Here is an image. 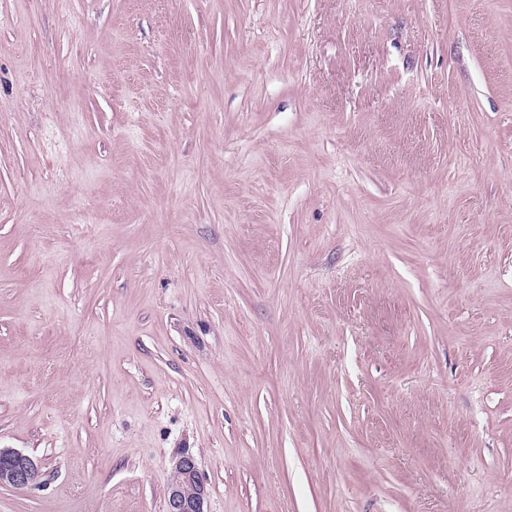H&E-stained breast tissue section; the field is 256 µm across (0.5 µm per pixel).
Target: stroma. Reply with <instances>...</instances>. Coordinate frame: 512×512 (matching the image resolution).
<instances>
[{
	"label": "stroma",
	"instance_id": "stroma-1",
	"mask_svg": "<svg viewBox=\"0 0 512 512\" xmlns=\"http://www.w3.org/2000/svg\"><path fill=\"white\" fill-rule=\"evenodd\" d=\"M0 512H512V0H0ZM38 474L35 461L13 449L0 448V487L23 489L29 487ZM205 497L195 458L181 457L168 485L166 512H205Z\"/></svg>",
	"mask_w": 512,
	"mask_h": 512
}]
</instances>
